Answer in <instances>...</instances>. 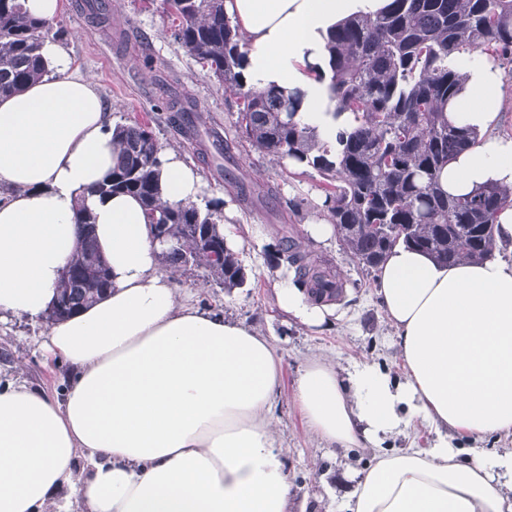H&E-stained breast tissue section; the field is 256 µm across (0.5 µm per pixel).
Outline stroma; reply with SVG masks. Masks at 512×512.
Wrapping results in <instances>:
<instances>
[{"label": "stroma", "mask_w": 512, "mask_h": 512, "mask_svg": "<svg viewBox=\"0 0 512 512\" xmlns=\"http://www.w3.org/2000/svg\"><path fill=\"white\" fill-rule=\"evenodd\" d=\"M56 18L64 47L74 66L96 85L112 110L113 124L148 123L159 145L181 152L201 171L205 187L196 201H220L224 233L241 238L238 257L247 271L244 287L225 291L203 270L177 272L175 282L192 303L224 314L266 336L283 357L281 394L274 428L296 488L291 512H340L354 484L348 473L372 464V448L343 452L327 447L305 428L292 399L294 381L303 364L320 356L343 369L367 361L401 378L396 338L377 298L374 276L343 249L338 239L314 242L306 224L326 218L325 181L314 170L300 171L287 160L259 154L236 141L230 159L215 168V136L235 135L242 105L225 92L171 35V18L161 0H106L107 23L94 24L85 0H62ZM177 94L194 108L196 135L187 138L168 120L167 101ZM257 192L244 201L237 183ZM264 236L254 240V227ZM299 239L316 256L329 261L344 282V297L321 326H308L277 305L275 285L288 277L275 258L282 237ZM45 321L7 317L0 320V377L17 378L55 397H63L70 368L64 361L45 359L41 345Z\"/></svg>", "instance_id": "stroma-1"}]
</instances>
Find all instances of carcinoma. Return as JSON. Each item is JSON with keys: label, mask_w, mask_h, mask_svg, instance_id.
<instances>
[{"label": "carcinoma", "mask_w": 512, "mask_h": 512, "mask_svg": "<svg viewBox=\"0 0 512 512\" xmlns=\"http://www.w3.org/2000/svg\"><path fill=\"white\" fill-rule=\"evenodd\" d=\"M172 36L207 67L224 89L239 94L237 135L264 155L313 169L327 181L324 207L336 236L365 270L379 271L397 245L412 246L443 264L492 256L500 209L512 186L489 184L467 195L442 189L441 171L481 143L478 132L454 124L446 112L465 80L448 60L479 49L508 67L512 83V0H390L374 16H353L335 26L324 62L310 66L325 84L328 112L350 125L336 145L301 125L299 91L246 88L242 35L224 12V0H163ZM53 21L33 18L23 0H0V97L46 73L41 54ZM119 148L110 178L97 193H126L143 205L150 232L166 235L161 266L204 269L230 290L247 277L226 244L220 204L207 212L161 200L160 151L150 127L135 122L113 129ZM81 241L57 288L46 322L88 308L112 290L109 269L95 245L92 211L77 209ZM278 260L317 304L340 300L343 282L303 244L289 238Z\"/></svg>", "instance_id": "cac0c4a2"}]
</instances>
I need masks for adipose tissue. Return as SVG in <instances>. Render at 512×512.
<instances>
[{
    "instance_id": "1",
    "label": "adipose tissue",
    "mask_w": 512,
    "mask_h": 512,
    "mask_svg": "<svg viewBox=\"0 0 512 512\" xmlns=\"http://www.w3.org/2000/svg\"><path fill=\"white\" fill-rule=\"evenodd\" d=\"M388 0H224L245 39L247 86L298 89L297 115L322 140L343 126L327 112L320 61L327 32ZM47 72L0 100V314L42 319L77 245L76 206L95 218L112 290L50 324L45 347L69 362L63 398L0 381V512H59L55 494L79 459L89 473L74 488L84 512H290L294 496L273 421L283 358L241 323L181 298L140 202L106 198L118 152L112 116L94 83L57 43L42 48ZM466 82L450 119L489 133L441 174L453 194L512 185V138L494 136L501 70L459 61ZM161 198L201 194L198 169L161 153ZM491 258L453 266L399 246L375 288L405 368L396 380L360 361L343 372L305 362L293 398L308 431L339 450L374 448L355 471L346 512H512V204L500 211ZM281 308L309 324L325 320L290 280ZM433 428L426 450L380 452L410 421Z\"/></svg>"
}]
</instances>
